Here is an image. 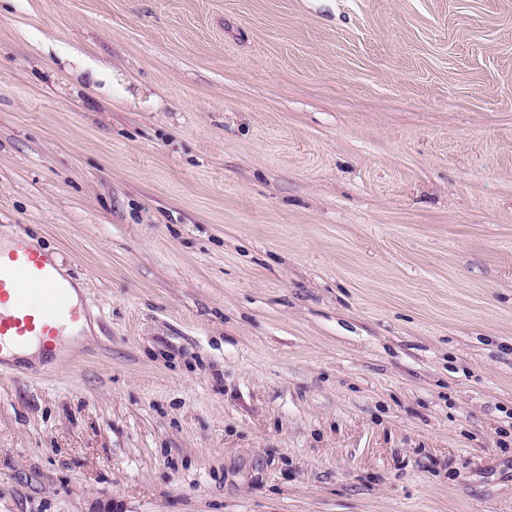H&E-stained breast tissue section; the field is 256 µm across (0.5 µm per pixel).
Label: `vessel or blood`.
Segmentation results:
<instances>
[{
  "mask_svg": "<svg viewBox=\"0 0 512 512\" xmlns=\"http://www.w3.org/2000/svg\"><path fill=\"white\" fill-rule=\"evenodd\" d=\"M74 291L57 252L15 233L11 247L0 249V366L33 341L47 360L57 359L64 333L82 332L90 319Z\"/></svg>",
  "mask_w": 512,
  "mask_h": 512,
  "instance_id": "vessel-or-blood-1",
  "label": "vessel or blood"
}]
</instances>
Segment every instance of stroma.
<instances>
[{"label":"stroma","mask_w":512,"mask_h":512,"mask_svg":"<svg viewBox=\"0 0 512 512\" xmlns=\"http://www.w3.org/2000/svg\"><path fill=\"white\" fill-rule=\"evenodd\" d=\"M20 229L0 512H512V0H0ZM76 290L57 252L24 232L14 234L8 249L0 244V366L10 365L15 351L33 341L47 360H56L64 332L80 333L90 319L88 306L74 300ZM38 344L23 348L18 356Z\"/></svg>","instance_id":"stroma-1"}]
</instances>
